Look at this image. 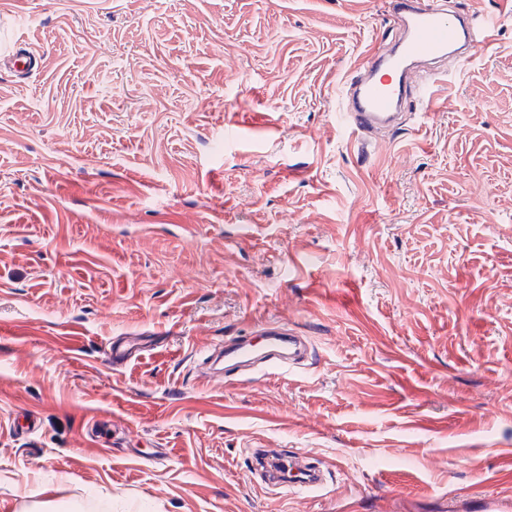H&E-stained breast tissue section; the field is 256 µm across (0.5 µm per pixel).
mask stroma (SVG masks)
<instances>
[{
	"label": "stroma",
	"mask_w": 512,
	"mask_h": 512,
	"mask_svg": "<svg viewBox=\"0 0 512 512\" xmlns=\"http://www.w3.org/2000/svg\"><path fill=\"white\" fill-rule=\"evenodd\" d=\"M389 2L0 0V42L45 57L0 69V512H485L512 491V0H427L495 41L360 144L336 114L400 34ZM267 319L302 364L202 377ZM257 448L324 483L268 485ZM32 43L27 36H20L13 40L9 49L0 53L1 68L8 67L17 73H29L41 66V58L35 56L31 50Z\"/></svg>",
	"instance_id": "35a3bbf8"
}]
</instances>
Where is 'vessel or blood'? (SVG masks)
Returning <instances> with one entry per match:
<instances>
[{"mask_svg":"<svg viewBox=\"0 0 512 512\" xmlns=\"http://www.w3.org/2000/svg\"><path fill=\"white\" fill-rule=\"evenodd\" d=\"M392 10L407 19L403 38L390 55L372 51L365 56V76L346 93L338 114L339 120L358 137L371 130L398 129L403 120L401 109L411 103L408 79L413 60L438 59L453 51L466 62L472 58L473 45L490 46L495 36V22L476 28L464 23L461 16L416 5L415 0H394ZM0 65L24 74L39 69L41 59L33 53L30 39L21 36L0 54ZM308 352L299 337L270 332L260 345L246 336L225 345L224 361L234 369L247 368L258 361L276 369L303 362Z\"/></svg>","mask_w":512,"mask_h":512,"instance_id":"b4317fda","label":"vessel or blood"}]
</instances>
